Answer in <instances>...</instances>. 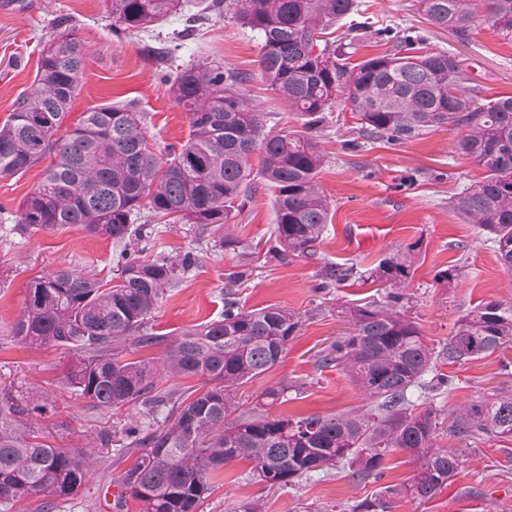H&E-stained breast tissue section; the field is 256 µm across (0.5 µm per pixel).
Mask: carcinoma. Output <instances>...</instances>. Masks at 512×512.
<instances>
[{
  "label": "carcinoma",
  "instance_id": "cac0c4a2",
  "mask_svg": "<svg viewBox=\"0 0 512 512\" xmlns=\"http://www.w3.org/2000/svg\"><path fill=\"white\" fill-rule=\"evenodd\" d=\"M186 6L185 0H110L112 30L146 32ZM419 9L459 39L484 19L512 41V0H419ZM205 11L261 35V73L304 118L302 130H266V113L247 93L248 74L207 56L179 68L168 63L167 48L153 46L149 51L163 63L162 82L189 115L186 142L153 149L141 113L116 102L90 109L63 132L80 91L86 47L75 34H60L43 50L32 92L0 126V177L52 158L20 205V230L73 225L125 243L153 234L137 223L147 209L175 224L219 232L245 207L259 178L274 196L275 238L268 254L282 264L313 258L330 214L317 181L324 161L318 128L324 113L343 102L359 117L357 136L346 143L353 150L374 141L422 139L439 128L455 131V151L484 176L455 194L450 206L488 235L501 266L512 271V96L484 98L457 55L425 49L424 39L411 31L373 28L356 0H210L188 22L201 21ZM351 14L359 16L349 26L351 40H326L328 27ZM372 31L390 47L352 62L347 48ZM419 247L413 243L370 269L369 278L385 285V296L343 310L349 331L318 359L322 368L345 372L364 397L361 406L340 414H271L290 389L282 384L232 417L239 388L284 358L302 317L278 306L246 310L228 291L216 318L173 336L157 332L153 314L191 271L190 252L147 259L124 247L106 282L72 267L35 279L11 340L29 349L53 344L74 351L68 387L99 410L138 405L150 417L176 406L177 415L155 428L129 424L114 431L120 450L137 453L121 477L120 498L131 497L140 512H197L209 478L236 461L249 462L252 479L269 487L339 467L359 483H378L389 456L402 450L420 462L410 484L382 486L343 509H295L393 512L395 496L427 500L458 470L457 450L438 444L443 435L459 441L512 438V389L479 395L446 414L428 401L456 389L455 377L442 372L445 365L479 359L512 342V298L478 305L458 319L443 345L430 347L407 292ZM358 275L363 272L353 265L330 266L321 287ZM155 347L161 349L156 359L134 357ZM169 377H200L208 389L180 403L176 390L160 387ZM45 401L32 390L0 388V512L35 495L43 497L45 512H53L97 462L93 448H56L42 440L37 419L47 410Z\"/></svg>",
  "mask_w": 512,
  "mask_h": 512
}]
</instances>
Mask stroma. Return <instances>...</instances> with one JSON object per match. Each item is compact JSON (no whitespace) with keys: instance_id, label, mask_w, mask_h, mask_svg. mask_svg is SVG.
Listing matches in <instances>:
<instances>
[{"instance_id":"35a3bbf8","label":"stroma","mask_w":512,"mask_h":512,"mask_svg":"<svg viewBox=\"0 0 512 512\" xmlns=\"http://www.w3.org/2000/svg\"><path fill=\"white\" fill-rule=\"evenodd\" d=\"M363 15L376 26L410 29L428 46L464 59L470 76L485 96H512V42L483 21L468 39L431 25L418 0H357ZM184 14L164 23L161 32L173 37L176 62L200 55L220 59L225 66L248 72V89L259 108L269 112L277 128L300 129L302 122L271 91L259 68L261 39L256 32L218 14H211L192 32H185ZM73 30L87 48L78 96L64 122L73 127L89 109L114 102L130 104L145 118L154 149L185 142L190 131L186 112L160 82L158 63L147 55L152 34L116 36L106 0H0V124L34 87L41 50L63 31ZM357 117L350 108L334 107L320 127L327 158L318 183L331 203L330 224L320 253L313 259L279 263L268 255L274 239L271 191L261 188L235 214L225 231L248 243L253 253L219 246L215 235L189 224H159L151 254L192 253L196 263L178 288L154 314L161 332H180L215 318L224 309L225 292H235L245 309L270 305L300 313L303 327L288 345L282 361L241 387V409L254 406L265 388L280 382H300L275 413L331 414L355 408L363 398L349 377L336 368H319L323 349L347 326L343 308L379 299L382 288L372 281H351L320 288L325 265L347 263L366 269L395 250L419 243V256L409 288L413 313L428 344H443L457 320L480 303L512 296V273L499 263L486 234L451 210V196L478 182L483 172L456 153L455 134L443 129L402 144L368 143L358 151L345 149ZM38 163L26 173L0 178V385L34 388L49 394L51 412L41 420L49 444L58 448L97 447L101 432L140 420L138 409L121 407L103 413L70 393L66 375L75 355L57 346L24 349L9 338L28 283L66 267L92 271L110 279L112 239L91 237L74 226L51 232L23 233L16 227L18 208L45 170ZM463 268L456 287L439 284V270ZM243 272L238 282L230 274ZM458 387L439 396L448 409L497 387H512V344L453 368ZM442 445L459 449L460 467L447 486L425 501L396 498L393 512H512V440L483 438ZM104 459L90 471L80 492L59 504L56 512H138L133 499L119 500L120 477L136 454L104 450ZM251 466L237 462L223 478L211 481L198 512H227L241 499L260 501L264 512H293L298 502L350 504L377 493L375 483L359 484L349 470L317 474L295 487L268 488L250 476Z\"/></svg>"}]
</instances>
